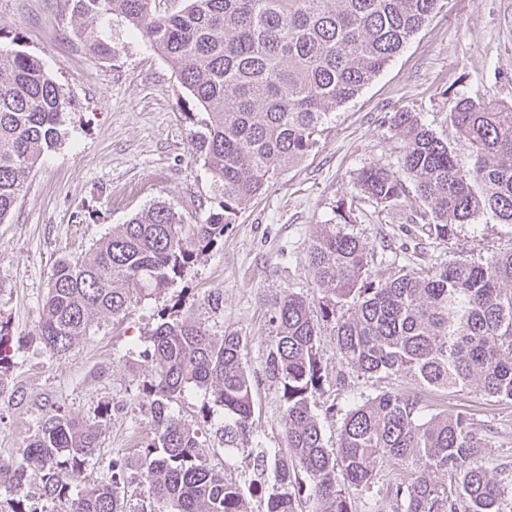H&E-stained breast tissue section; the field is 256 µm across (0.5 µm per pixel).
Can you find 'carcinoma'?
<instances>
[{
    "label": "carcinoma",
    "instance_id": "carcinoma-1",
    "mask_svg": "<svg viewBox=\"0 0 512 512\" xmlns=\"http://www.w3.org/2000/svg\"><path fill=\"white\" fill-rule=\"evenodd\" d=\"M87 28L115 16L164 57L197 107L193 155L221 190L218 206L187 224L156 203L118 224L77 258L58 260L35 336L64 355L87 339L95 320H124L163 293L224 236L265 186L317 143L331 114L354 99L431 19L439 0H64ZM67 104L40 60L0 52V223L32 170L59 143ZM449 121L469 152L462 162L415 112H395L390 128L404 142L400 165H369L361 192L386 207L408 179L436 240L455 224L490 215L512 224V104L461 97ZM320 294L313 310L288 290L270 302L275 335L265 375L286 404L284 447L266 448L255 466L272 468L277 487L263 512H357L378 465L407 476L386 486L392 512H512V489L488 478L483 438L461 415L423 416L415 396L383 392L345 411L336 447H326L311 400L324 392L319 336L329 325L344 362L363 374H399L432 389L474 388L512 400V249L480 262L452 259L419 269L397 261L372 269L367 244L342 224H321L304 258ZM0 321V393L11 357ZM143 358L151 378L137 399L154 437L135 458L112 462L108 482L73 490L99 449L102 424L47 412L19 456L0 460L6 512L26 507L30 479L68 512H127L119 484L139 473L151 512H249L235 483L199 452L200 427L172 414L188 387L211 391L224 407L219 442L228 452L254 443L253 382L246 344L236 332L215 336L200 319L161 311ZM448 477V482L438 476Z\"/></svg>",
    "mask_w": 512,
    "mask_h": 512
}]
</instances>
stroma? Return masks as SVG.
Returning a JSON list of instances; mask_svg holds the SVG:
<instances>
[{
    "mask_svg": "<svg viewBox=\"0 0 512 512\" xmlns=\"http://www.w3.org/2000/svg\"><path fill=\"white\" fill-rule=\"evenodd\" d=\"M93 34L111 41V59L92 54L89 35L64 0H0V50L39 58L69 99L60 142L44 154L0 223V319L12 331L8 391L0 395V459L17 457L51 408L88 420L109 403L113 412L100 449L77 483L108 480L112 459L153 436L149 415L134 403L150 377L141 353L154 313L176 302L181 314L205 320L214 335L233 331L245 338L255 441L282 447V392L264 374L273 339L268 300L289 289L317 302L304 264L307 248L317 226L336 220L340 203L356 195L363 167H397L404 143L390 128L391 113H418L463 158L466 148L448 121L458 97L512 103V0H440L436 14L384 71L336 111L316 147L270 183L181 279L125 320L95 321L84 343L57 356L33 337L56 261L88 251L113 225L153 204L165 203L195 224L219 199L208 170L192 155L189 114L195 105L165 59L120 19L97 24ZM423 209L411 187L385 209L365 198L351 211L348 230L376 260L393 257L414 269L512 248V225L488 215L455 225L447 240L428 238L417 224ZM215 288L223 295L216 310L203 303ZM320 354L329 385L317 396L315 412L327 447L336 444L343 409L385 391L401 392L421 397L427 414L465 416L485 441L488 473L512 475V401L470 390L431 391L399 375L361 374L344 363L328 329ZM340 372L346 386L339 391L334 381ZM331 404L337 413H327ZM172 408L195 424L209 409L212 425L201 438L205 456L237 484L252 512H261L273 478L261 476L245 455L220 450L215 429L224 421L223 409L194 387Z\"/></svg>",
    "mask_w": 512,
    "mask_h": 512,
    "instance_id": "35a3bbf8",
    "label": "stroma"
}]
</instances>
